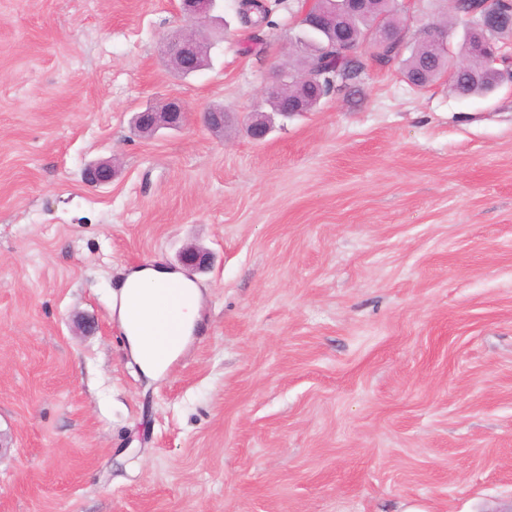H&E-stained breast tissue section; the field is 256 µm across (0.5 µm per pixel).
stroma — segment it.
<instances>
[{
  "instance_id": "35a3bbf8",
  "label": "stroma",
  "mask_w": 512,
  "mask_h": 512,
  "mask_svg": "<svg viewBox=\"0 0 512 512\" xmlns=\"http://www.w3.org/2000/svg\"><path fill=\"white\" fill-rule=\"evenodd\" d=\"M266 2L223 0L182 76L177 0H0V512H512V81L417 88L365 46L257 143L304 5ZM171 96L185 127L139 136ZM190 244L202 329L152 380L115 295ZM207 43L196 31H180L164 41V52L173 69L182 74L200 70V55ZM247 122V133L255 142H262L272 129V119L267 112H252ZM115 165L111 158L102 159L83 170V179L91 186H103L112 182L115 176Z\"/></svg>"
}]
</instances>
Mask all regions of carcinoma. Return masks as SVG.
<instances>
[{"label": "carcinoma", "mask_w": 512, "mask_h": 512, "mask_svg": "<svg viewBox=\"0 0 512 512\" xmlns=\"http://www.w3.org/2000/svg\"><path fill=\"white\" fill-rule=\"evenodd\" d=\"M485 0H450L452 12L471 19ZM499 15L491 28L490 43L507 46L512 42V0H495ZM336 14V27L321 31L307 25L311 17L323 12ZM391 29L397 39L380 49L373 59L382 66H393L416 86H425L442 78L448 70L450 55L462 56L467 71L448 80V89L459 97L482 96L505 80L501 72L484 69L482 62L472 55L473 39L466 34L459 49L452 52L444 44L435 45L416 35L403 33L408 27L392 0H385L376 15L351 12L344 7L343 0H315L309 15L297 25L295 44L299 54L289 69L302 71L312 76L313 85L304 89L302 95L295 94L293 87L279 98L268 100L269 111L287 117L295 112V104L310 112L321 100L345 86V82L357 76L363 63L339 51L337 42L347 40L354 44L364 42L377 26Z\"/></svg>", "instance_id": "1"}]
</instances>
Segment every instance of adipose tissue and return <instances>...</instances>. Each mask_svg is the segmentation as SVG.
<instances>
[{
    "label": "adipose tissue",
    "instance_id": "1",
    "mask_svg": "<svg viewBox=\"0 0 512 512\" xmlns=\"http://www.w3.org/2000/svg\"><path fill=\"white\" fill-rule=\"evenodd\" d=\"M183 279V274L155 264L131 271L120 285L118 318L130 355L148 378L160 377L169 367L168 362L153 356V348L161 339L160 322L175 315L183 323L182 336L171 345V354L176 357L183 352L202 321V298L198 288L189 287L187 300L179 309H171L165 302L164 288Z\"/></svg>",
    "mask_w": 512,
    "mask_h": 512
}]
</instances>
